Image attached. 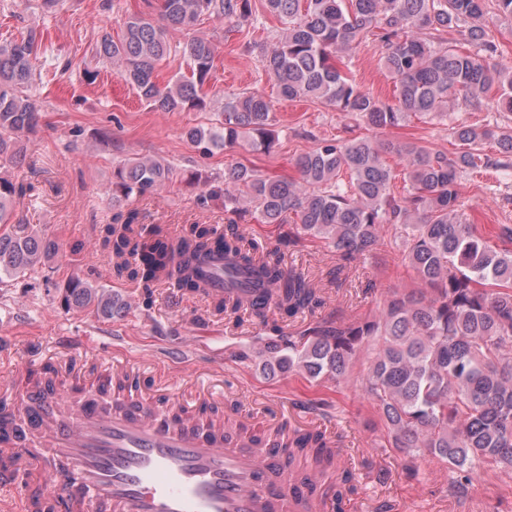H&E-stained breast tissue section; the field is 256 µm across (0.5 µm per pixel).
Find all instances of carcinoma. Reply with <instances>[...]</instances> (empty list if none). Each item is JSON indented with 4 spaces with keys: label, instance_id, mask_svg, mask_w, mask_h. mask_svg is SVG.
<instances>
[{
    "label": "carcinoma",
    "instance_id": "carcinoma-1",
    "mask_svg": "<svg viewBox=\"0 0 512 512\" xmlns=\"http://www.w3.org/2000/svg\"><path fill=\"white\" fill-rule=\"evenodd\" d=\"M264 15L280 23L273 47L258 56L276 98L240 92L224 101L218 125L190 128L187 140L205 153L250 146L269 154L279 144V99L317 101L351 123L344 136L318 140L297 155V176L271 178L234 164L224 168L223 182L209 185V196L224 198V209L233 213L253 207L267 224L294 215L300 232L336 248L339 271L373 256L390 225L423 288L393 291L370 318H322L295 334L258 337L237 356L339 385L350 364L367 354L363 396L380 413L389 447L404 454L402 469L413 473L417 457L435 458L451 473L448 493L465 496L481 467L512 469V224L497 225L495 241L486 239L461 213L457 186L463 176L489 169L512 177V127L456 120L449 128L450 154L413 142H377L358 130L398 127L413 115L446 119L458 104L483 112L494 88L496 105L512 112V69L495 62L498 45L488 32L490 20H512V0H264ZM204 18L224 25L227 37L262 24L253 0H157L155 12L127 15L121 38L103 35L96 54L153 110H204L217 47L194 33L171 42V32H188ZM370 39L393 79L392 104L348 75L351 51ZM42 42L43 31L34 25L0 44L1 161L18 160L19 136L39 127L28 87ZM173 53L188 74L162 82L158 68ZM487 144L498 156L485 152ZM388 155L398 158L401 170L387 163ZM173 177L174 168L160 157L128 159L113 172L112 204ZM398 178L401 193L394 191ZM16 194L14 183L0 178V227L10 224ZM100 233L116 276L185 292H200L213 276L215 256L224 254V268L245 277L229 287L258 291L248 306L240 293L211 296L214 309L230 318L244 309L262 321L272 309L305 318L325 303L304 271L278 249L258 255L262 245L245 241L232 221L223 230L190 224L171 234L129 216ZM56 250L26 225L11 224L0 233V284ZM61 300L66 309L93 307L105 315L118 307L115 296L79 277L63 284ZM281 428L288 430L289 454L305 455L325 472L334 468L338 446L326 432ZM335 487L338 510L357 489L355 473L336 474Z\"/></svg>",
    "mask_w": 512,
    "mask_h": 512
}]
</instances>
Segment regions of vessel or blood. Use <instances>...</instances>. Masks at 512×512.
I'll use <instances>...</instances> for the list:
<instances>
[{
    "instance_id": "1",
    "label": "vessel or blood",
    "mask_w": 512,
    "mask_h": 512,
    "mask_svg": "<svg viewBox=\"0 0 512 512\" xmlns=\"http://www.w3.org/2000/svg\"><path fill=\"white\" fill-rule=\"evenodd\" d=\"M109 404L82 400L58 370L13 367L0 379V512H327L334 491L310 495L288 451L228 439L224 418L145 394L109 365ZM43 487H19L24 464Z\"/></svg>"
}]
</instances>
